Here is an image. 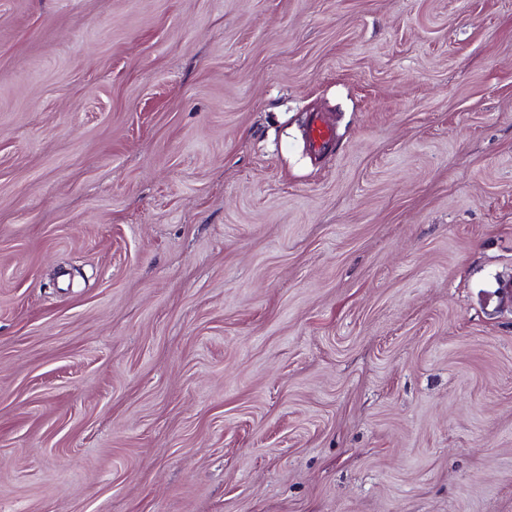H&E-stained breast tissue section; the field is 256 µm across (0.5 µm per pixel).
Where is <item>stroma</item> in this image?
Returning a JSON list of instances; mask_svg holds the SVG:
<instances>
[{"mask_svg": "<svg viewBox=\"0 0 512 512\" xmlns=\"http://www.w3.org/2000/svg\"><path fill=\"white\" fill-rule=\"evenodd\" d=\"M511 279L512 0H0V512H512ZM307 137L310 150L317 153L332 143L334 131L322 119L316 118L308 128Z\"/></svg>", "mask_w": 512, "mask_h": 512, "instance_id": "stroma-1", "label": "stroma"}]
</instances>
